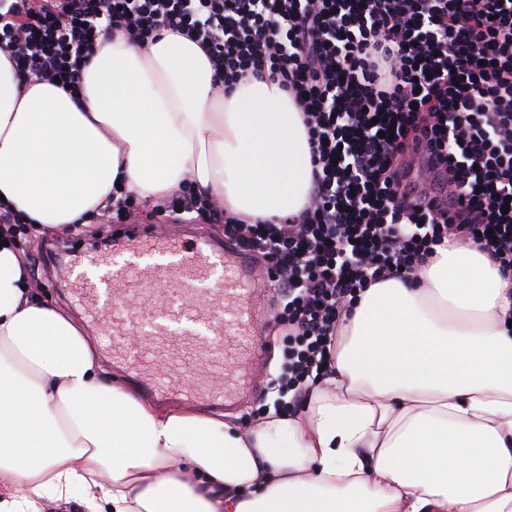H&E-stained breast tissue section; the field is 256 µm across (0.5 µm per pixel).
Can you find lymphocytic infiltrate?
<instances>
[{
  "label": "lymphocytic infiltrate",
  "instance_id": "1",
  "mask_svg": "<svg viewBox=\"0 0 512 512\" xmlns=\"http://www.w3.org/2000/svg\"><path fill=\"white\" fill-rule=\"evenodd\" d=\"M199 43L217 92L268 78L301 109L312 146L304 210L243 224L188 192L171 213L223 225L261 254L283 304L280 386L326 375L351 304L412 279L448 239L512 270V0H9L0 49L23 80L82 92L99 40L162 32Z\"/></svg>",
  "mask_w": 512,
  "mask_h": 512
}]
</instances>
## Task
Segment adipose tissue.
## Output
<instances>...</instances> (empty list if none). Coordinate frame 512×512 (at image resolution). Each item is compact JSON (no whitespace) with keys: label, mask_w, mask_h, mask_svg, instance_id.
I'll return each instance as SVG.
<instances>
[{"label":"adipose tissue","mask_w":512,"mask_h":512,"mask_svg":"<svg viewBox=\"0 0 512 512\" xmlns=\"http://www.w3.org/2000/svg\"><path fill=\"white\" fill-rule=\"evenodd\" d=\"M200 45L99 41L83 94L0 51V203L40 232L185 184L248 224L298 214L303 114L277 84L223 96ZM0 225V512H512V271L448 240L414 280L368 288L303 410L248 428L109 382L82 328L32 295Z\"/></svg>","instance_id":"ef3b65f1"}]
</instances>
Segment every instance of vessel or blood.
Listing matches in <instances>:
<instances>
[{"mask_svg": "<svg viewBox=\"0 0 512 512\" xmlns=\"http://www.w3.org/2000/svg\"><path fill=\"white\" fill-rule=\"evenodd\" d=\"M165 257L162 265L132 267L123 256ZM252 255L232 240L217 242L201 233L182 242L169 235L131 226L116 256L88 255L84 268L100 269L102 280L77 277L75 301L87 308L96 324L116 336L140 337L142 345L174 342L200 354L212 369L223 371L224 351L235 346L238 368L234 386L200 383L188 388L153 377L134 355H122L124 372L152 397L166 400L180 395L190 402L213 407L234 404L237 393L250 391L260 374L256 329L260 320L257 299L264 283ZM138 295L152 307L149 317L131 312L128 295Z\"/></svg>", "mask_w": 512, "mask_h": 512, "instance_id": "b4317fda", "label": "vessel or blood"}]
</instances>
